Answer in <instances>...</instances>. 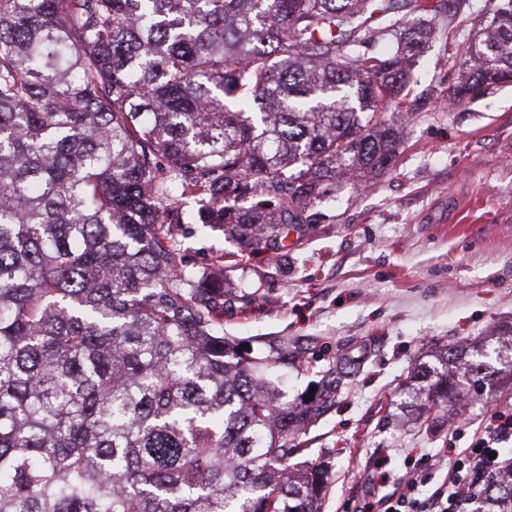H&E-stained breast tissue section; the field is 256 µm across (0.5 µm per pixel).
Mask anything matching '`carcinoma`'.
<instances>
[{
  "mask_svg": "<svg viewBox=\"0 0 512 512\" xmlns=\"http://www.w3.org/2000/svg\"><path fill=\"white\" fill-rule=\"evenodd\" d=\"M407 6L0 0V512H321L328 468L291 465L288 436L340 381L288 400V340L224 335L252 296L188 267L163 202L178 184L284 255L336 179L397 154L384 114L451 4ZM453 51V103L511 83L512 0ZM487 378L477 349L410 393L445 420Z\"/></svg>",
  "mask_w": 512,
  "mask_h": 512,
  "instance_id": "cac0c4a2",
  "label": "carcinoma"
}]
</instances>
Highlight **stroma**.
Wrapping results in <instances>:
<instances>
[{
	"label": "stroma",
	"mask_w": 512,
	"mask_h": 512,
	"mask_svg": "<svg viewBox=\"0 0 512 512\" xmlns=\"http://www.w3.org/2000/svg\"><path fill=\"white\" fill-rule=\"evenodd\" d=\"M491 0H459L440 17L409 87L390 169L367 183L337 180L287 255L240 250L197 220L193 197H173L177 247L191 269L223 268L227 287L254 293L246 316L224 320L235 338L285 337L304 360L289 372L302 399L330 367L347 378L298 435L299 461L328 462L322 512H376L406 475L442 480L491 412L512 414V371L461 404L453 425L427 428L400 413L398 394L431 350L463 352L512 325V85L448 103L458 79L450 55Z\"/></svg>",
	"instance_id": "35a3bbf8"
}]
</instances>
